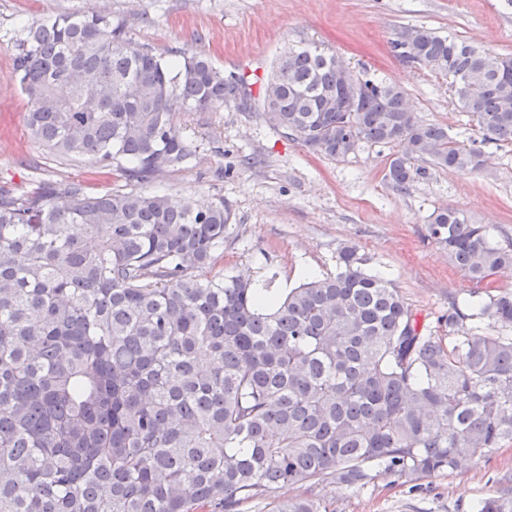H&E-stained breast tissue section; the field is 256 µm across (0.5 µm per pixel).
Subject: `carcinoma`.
<instances>
[{
  "label": "carcinoma",
  "instance_id": "cac0c4a2",
  "mask_svg": "<svg viewBox=\"0 0 512 512\" xmlns=\"http://www.w3.org/2000/svg\"><path fill=\"white\" fill-rule=\"evenodd\" d=\"M14 74L31 137L59 156L116 162L130 181L186 164L174 111L250 112L311 151H397L385 178L406 189L416 162L478 170L479 148L418 121L404 92L309 46L280 58L260 97L202 53L167 59L109 13H63L16 31ZM398 56L448 80L482 143L512 144V58L426 30ZM231 208L160 194L89 195L47 181L0 190V512H329L328 483L382 474L414 487L512 443V292L478 311L496 333L433 336L354 245L336 270L285 294L210 276ZM428 236L473 280L512 266L465 212L442 207ZM304 487L285 498L277 491ZM477 512H512L489 496Z\"/></svg>",
  "mask_w": 512,
  "mask_h": 512
}]
</instances>
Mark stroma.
Wrapping results in <instances>:
<instances>
[{
  "instance_id": "35a3bbf8",
  "label": "stroma",
  "mask_w": 512,
  "mask_h": 512,
  "mask_svg": "<svg viewBox=\"0 0 512 512\" xmlns=\"http://www.w3.org/2000/svg\"><path fill=\"white\" fill-rule=\"evenodd\" d=\"M99 9L125 20L133 41L167 58L182 49L205 53L225 74L245 75L256 92L290 48L315 44L354 71L382 74L405 92L419 120L481 148L486 163L477 171L432 167L401 191L384 178L391 147L365 145L335 160L273 129L260 111L231 107L177 112L176 127L194 157L151 181L128 182L119 167L102 169L87 157H59L27 129L28 101L12 77L13 31ZM415 29L512 57V0H0V189L22 196L39 181L66 178L92 195L158 192L200 205L221 197L235 221L214 272L285 291L305 273H331L337 249L354 244L433 335H443L437 319L454 304L465 317L452 333L469 334L473 304L486 302L490 287L512 291V267L489 287L471 280L429 238L428 217L440 207L460 209L499 243H512V145L483 143L447 80L395 55L393 42ZM318 493L330 512H476L480 498L512 497V445L476 454L417 488L384 474L357 492L323 484Z\"/></svg>"
}]
</instances>
